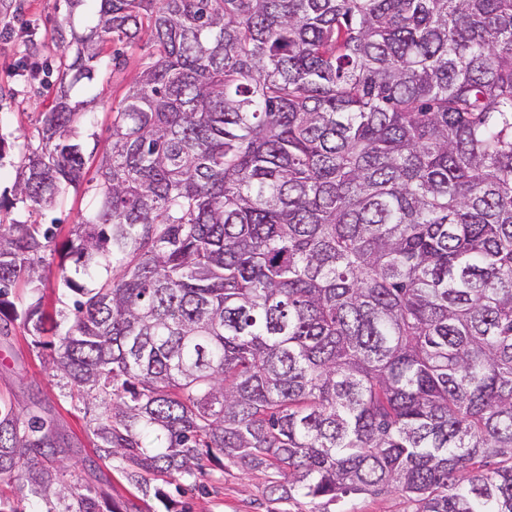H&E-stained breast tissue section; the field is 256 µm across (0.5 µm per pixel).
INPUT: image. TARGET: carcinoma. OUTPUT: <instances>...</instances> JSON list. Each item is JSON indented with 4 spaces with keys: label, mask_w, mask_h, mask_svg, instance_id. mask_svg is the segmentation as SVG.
I'll list each match as a JSON object with an SVG mask.
<instances>
[{
    "label": "carcinoma",
    "mask_w": 512,
    "mask_h": 512,
    "mask_svg": "<svg viewBox=\"0 0 512 512\" xmlns=\"http://www.w3.org/2000/svg\"><path fill=\"white\" fill-rule=\"evenodd\" d=\"M100 45L151 52L112 109L93 207L42 281L82 186L60 82L0 219V320L53 349L98 461L65 480L52 423L0 401V484L28 507L120 512L223 457L279 500L394 491L412 512H512V0H87ZM87 185L75 191L72 188L66 190L58 203L43 211V224H59L57 230V243H61L70 237L73 226L80 222L83 215L91 206L92 196L86 192ZM44 265L46 266L47 278L39 283V290L34 293L35 297L42 296L45 310L53 315L58 316L56 313L62 311V313H68V310L72 306L73 296L72 294L61 288L60 278L58 274V254L50 253L47 250L44 254ZM103 471L107 474L109 482L102 485V488L110 495L111 499L117 502L124 508L130 507L131 504H136L143 512H160L165 511L162 503L153 497V494L144 503L140 498L142 494L136 489L135 486L128 483L124 473L120 467L119 460L112 461V468L108 470L102 467Z\"/></svg>",
    "instance_id": "cac0c4a2"
}]
</instances>
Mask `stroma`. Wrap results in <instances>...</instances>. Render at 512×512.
I'll return each instance as SVG.
<instances>
[{"label":"stroma","mask_w":512,"mask_h":512,"mask_svg":"<svg viewBox=\"0 0 512 512\" xmlns=\"http://www.w3.org/2000/svg\"><path fill=\"white\" fill-rule=\"evenodd\" d=\"M96 23L85 7H71L70 0H0V203L13 199L18 175L19 153L24 146H38L37 129L44 112L52 107L59 88L63 62L60 34L85 31ZM119 55L120 65L110 62ZM148 48L145 42L122 45L106 43L103 63L92 80H84L69 90L70 104L77 112L74 132L86 150L94 151L88 169H95L96 158L110 144L112 108L139 75ZM92 196L85 189L66 190L54 206L43 212V223H56L57 239L69 238L75 224L91 206ZM59 257L45 253L46 279L38 294L48 313L68 311L72 294L61 288ZM52 351L33 344L21 321L0 328V399L15 410H38L51 420L58 433L70 444L76 461V476L84 479L94 458L88 437V419L65 395L51 369ZM104 489L120 506L138 505L141 512H163L155 498H142L128 483L120 465L107 472ZM267 479L230 464L227 460L210 463L205 477L163 484L172 501L173 512H410V504L394 493L348 494L326 505L322 501L292 498L269 501Z\"/></svg>","instance_id":"obj_1"}]
</instances>
